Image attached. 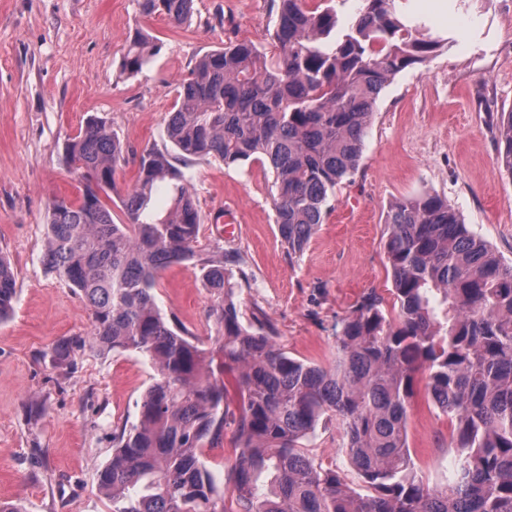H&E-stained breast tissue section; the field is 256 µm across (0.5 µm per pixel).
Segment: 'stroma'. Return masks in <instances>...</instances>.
I'll return each instance as SVG.
<instances>
[{"label": "stroma", "instance_id": "1", "mask_svg": "<svg viewBox=\"0 0 512 512\" xmlns=\"http://www.w3.org/2000/svg\"><path fill=\"white\" fill-rule=\"evenodd\" d=\"M410 11L452 31L453 47L398 73L380 93L359 166L302 253L278 234L272 175L260 163L190 160L182 169L203 217L196 250L224 248L249 281L237 299L244 321L264 315L289 356L331 366L336 322L368 291L392 308L385 219L392 202L431 193L448 199L476 236L512 262V175L497 162L498 113L512 108V0H409ZM272 0H194L190 24L139 17L133 0H0V254L18 294L0 321V502L26 512H112L97 490L112 457V431L137 423L155 371L135 351L89 343L86 302L44 266L50 203L82 183L64 159L89 115L135 149L172 151L167 125L175 88L204 53L247 40L271 50ZM469 26H459L461 18ZM162 42L134 76L121 74L136 26ZM170 320L209 340L213 297L189 264L163 272L155 291ZM72 341L67 361L50 352ZM446 416L423 392L411 401L407 442L418 477L446 484L456 450ZM336 422L305 445L323 466L363 482Z\"/></svg>", "mask_w": 512, "mask_h": 512}]
</instances>
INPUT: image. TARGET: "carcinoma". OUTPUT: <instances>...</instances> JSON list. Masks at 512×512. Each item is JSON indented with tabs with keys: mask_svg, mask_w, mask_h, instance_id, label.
Returning <instances> with one entry per match:
<instances>
[{
	"mask_svg": "<svg viewBox=\"0 0 512 512\" xmlns=\"http://www.w3.org/2000/svg\"><path fill=\"white\" fill-rule=\"evenodd\" d=\"M194 0H136L143 17L176 25ZM398 0H359L338 15L330 0H278L273 50L240 41L205 53L176 88L168 137L183 160H247L272 169L279 235L304 250L357 170L380 92L402 70L455 43L400 11ZM137 28L120 62L140 73L159 54ZM498 162L512 175V108L496 125ZM83 187L52 204L46 270L68 283L92 314L90 341L133 350L155 370L137 423L112 432V458L97 475L112 512H512V263L472 234L447 199L425 193L392 204L385 249L397 314L363 294L336 330L330 367L287 355L266 319L242 322L236 280L218 247L195 249L202 217L184 172L155 148L138 152L101 117L65 145ZM137 176L117 224L102 196L129 162ZM170 205L152 214L155 189ZM199 268L215 303L214 346L168 323L155 289L174 264ZM17 296L0 255V319ZM424 370L429 401L448 416L458 455L452 481L418 479L407 443L411 398ZM233 376L235 403L224 375ZM347 435L346 454L366 484L310 456L303 441L324 420ZM234 429L228 469L236 509L201 460Z\"/></svg>",
	"mask_w": 512,
	"mask_h": 512,
	"instance_id": "1",
	"label": "carcinoma"
}]
</instances>
